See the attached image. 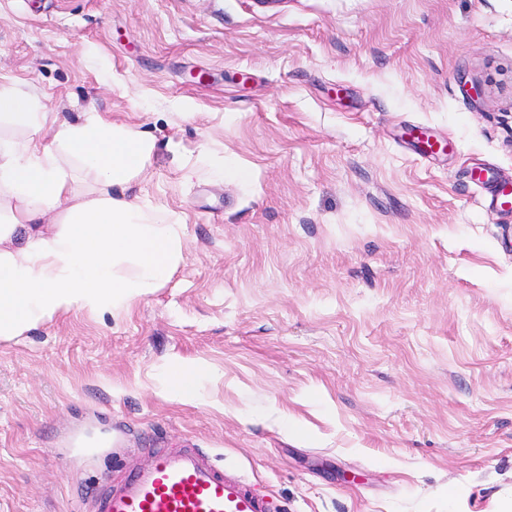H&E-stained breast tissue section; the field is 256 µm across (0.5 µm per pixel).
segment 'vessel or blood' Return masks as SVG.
<instances>
[{"label":"vessel or blood","mask_w":512,"mask_h":512,"mask_svg":"<svg viewBox=\"0 0 512 512\" xmlns=\"http://www.w3.org/2000/svg\"><path fill=\"white\" fill-rule=\"evenodd\" d=\"M467 177L488 190L492 209L512 213V184L499 182L485 167L468 171ZM92 512H268V507L239 475L199 449L186 448L156 452L150 464L106 483Z\"/></svg>","instance_id":"vessel-or-blood-1"}]
</instances>
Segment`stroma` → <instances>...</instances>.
<instances>
[{
    "label": "stroma",
    "instance_id": "1",
    "mask_svg": "<svg viewBox=\"0 0 512 512\" xmlns=\"http://www.w3.org/2000/svg\"><path fill=\"white\" fill-rule=\"evenodd\" d=\"M0 83L153 135L185 232L128 310L0 339V512L181 448L269 512H512V216L466 177L512 182V0H0ZM202 372V368H176L172 376L170 392L181 397L193 396L196 390L197 378Z\"/></svg>",
    "mask_w": 512,
    "mask_h": 512
}]
</instances>
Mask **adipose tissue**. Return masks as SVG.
<instances>
[{
  "instance_id": "1",
  "label": "adipose tissue",
  "mask_w": 512,
  "mask_h": 512,
  "mask_svg": "<svg viewBox=\"0 0 512 512\" xmlns=\"http://www.w3.org/2000/svg\"><path fill=\"white\" fill-rule=\"evenodd\" d=\"M156 142L86 112L61 121L0 86V337L73 307L125 310L184 258V227L131 189Z\"/></svg>"
}]
</instances>
